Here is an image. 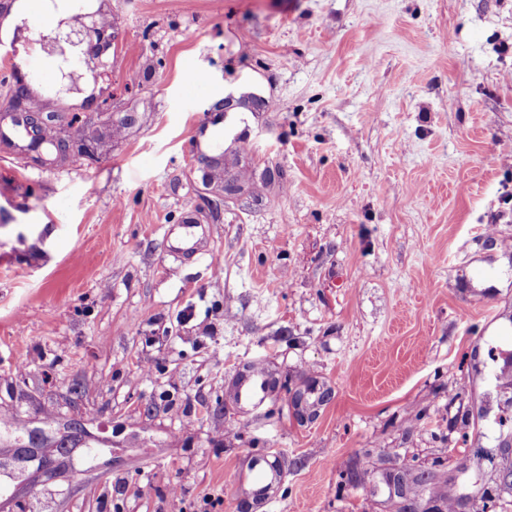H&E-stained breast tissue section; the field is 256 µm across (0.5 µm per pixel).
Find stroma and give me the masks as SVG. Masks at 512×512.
<instances>
[{
  "label": "stroma",
  "instance_id": "stroma-1",
  "mask_svg": "<svg viewBox=\"0 0 512 512\" xmlns=\"http://www.w3.org/2000/svg\"><path fill=\"white\" fill-rule=\"evenodd\" d=\"M30 34L0 45V512H253L254 452L287 468L265 512H400L403 469L424 512H512V0H100L38 37L42 111L104 135L64 157L7 119ZM249 362L283 389L242 421Z\"/></svg>",
  "mask_w": 512,
  "mask_h": 512
}]
</instances>
